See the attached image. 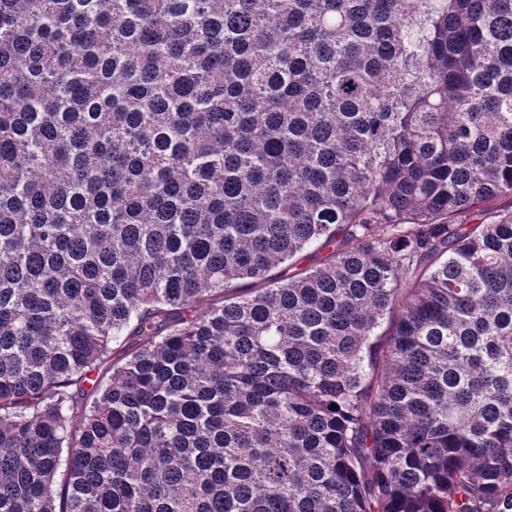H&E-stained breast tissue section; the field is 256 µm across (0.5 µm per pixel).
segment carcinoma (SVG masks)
<instances>
[{
  "instance_id": "1",
  "label": "carcinoma",
  "mask_w": 512,
  "mask_h": 512,
  "mask_svg": "<svg viewBox=\"0 0 512 512\" xmlns=\"http://www.w3.org/2000/svg\"><path fill=\"white\" fill-rule=\"evenodd\" d=\"M0 512H512V0H0Z\"/></svg>"
}]
</instances>
